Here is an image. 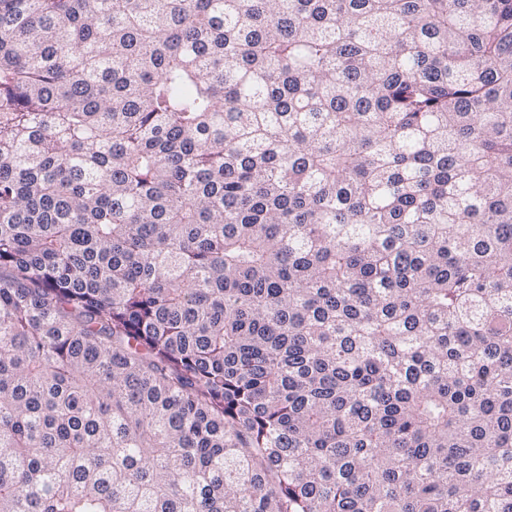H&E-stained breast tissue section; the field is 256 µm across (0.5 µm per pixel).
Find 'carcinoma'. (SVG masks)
<instances>
[{
    "instance_id": "cac0c4a2",
    "label": "carcinoma",
    "mask_w": 512,
    "mask_h": 512,
    "mask_svg": "<svg viewBox=\"0 0 512 512\" xmlns=\"http://www.w3.org/2000/svg\"><path fill=\"white\" fill-rule=\"evenodd\" d=\"M0 512H512V0H0Z\"/></svg>"
}]
</instances>
